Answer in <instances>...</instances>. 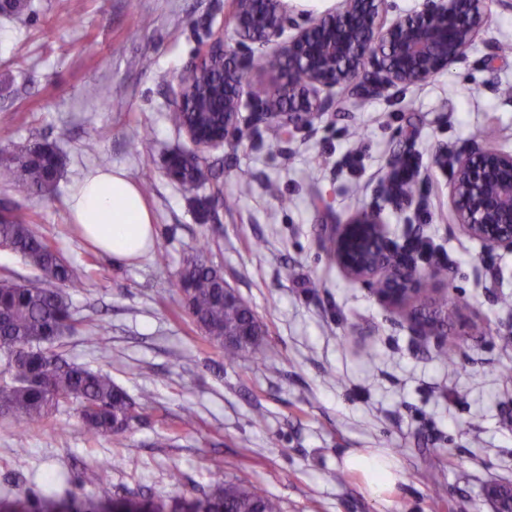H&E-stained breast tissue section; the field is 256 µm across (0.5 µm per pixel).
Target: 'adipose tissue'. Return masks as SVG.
Returning a JSON list of instances; mask_svg holds the SVG:
<instances>
[{"mask_svg": "<svg viewBox=\"0 0 512 512\" xmlns=\"http://www.w3.org/2000/svg\"><path fill=\"white\" fill-rule=\"evenodd\" d=\"M86 240L112 258L130 262L149 253L155 226L137 185L118 168L99 169L79 181L68 201ZM346 466L364 474L372 496L383 497L399 476L393 460L362 452L349 454Z\"/></svg>", "mask_w": 512, "mask_h": 512, "instance_id": "obj_1", "label": "adipose tissue"}]
</instances>
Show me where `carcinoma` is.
I'll return each mask as SVG.
<instances>
[{
	"instance_id": "cac0c4a2",
	"label": "carcinoma",
	"mask_w": 512,
	"mask_h": 512,
	"mask_svg": "<svg viewBox=\"0 0 512 512\" xmlns=\"http://www.w3.org/2000/svg\"><path fill=\"white\" fill-rule=\"evenodd\" d=\"M62 155L49 143L17 146L0 157V179L19 180L31 193L54 190L61 178ZM216 178L209 167L188 161L173 179L194 188ZM33 216L18 206L0 208V245L20 255L40 271L30 284L0 278V355L6 360L0 378V414L23 426L41 425L53 410L72 404L85 430L92 436L112 435L130 428L137 409L152 401L144 392L134 401L112 378L72 363L52 351L54 343L73 330L69 291L78 286L73 268L55 245L33 229ZM178 286L189 316L203 337L224 350L227 361L269 360L276 352L265 347L261 336L230 346L224 334H239L246 321L242 304L224 300V276L219 268L200 257L187 261L178 276ZM212 480L202 496L191 500L163 496H124L135 512H283L279 498L240 479L224 478V465L211 469ZM70 484L63 474H49L44 490L33 501L14 500L0 504V512H113L111 508H83L75 494L57 495L59 484Z\"/></svg>"
}]
</instances>
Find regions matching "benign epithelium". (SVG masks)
<instances>
[{
  "instance_id": "obj_1",
  "label": "benign epithelium",
  "mask_w": 512,
  "mask_h": 512,
  "mask_svg": "<svg viewBox=\"0 0 512 512\" xmlns=\"http://www.w3.org/2000/svg\"><path fill=\"white\" fill-rule=\"evenodd\" d=\"M491 23L489 0H422L419 9L393 17L385 0H343L340 8L304 24L288 13L284 0H238L236 45L220 32L204 46L181 80L177 108L197 116L186 129L197 149L223 145L239 123L243 72L256 53L271 63L276 77L257 80L268 96L247 98L248 121L290 133L310 128L340 97L358 99L430 81L460 63ZM298 66L308 80L296 92L291 72ZM440 156L452 157L456 167L449 187L454 220L485 250L512 253V154L477 144L463 152L443 148ZM329 243L348 278L390 282L388 290L375 293L407 311L416 335L440 343L450 319L457 335L471 333L473 318L448 307H409L422 273L394 251L379 214L366 212L336 225Z\"/></svg>"
}]
</instances>
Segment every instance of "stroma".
<instances>
[{"label":"stroma","instance_id":"1","mask_svg":"<svg viewBox=\"0 0 512 512\" xmlns=\"http://www.w3.org/2000/svg\"><path fill=\"white\" fill-rule=\"evenodd\" d=\"M234 0H28L0 16V151L33 142L65 159L57 187L31 195L0 181V204H18L81 278L71 290L77 329L54 345L66 359L107 373L150 406L126 433L93 437L59 407L45 425L0 415V496L41 493L46 475L67 471L85 503L126 492L192 499L223 461L238 477L281 499L284 512H491L484 492L512 484V253L486 252L455 223L451 167L440 146L486 144L512 153V53L488 60V44L512 43V7L491 0L485 44L428 83L330 112L312 135L285 139L243 125L203 153L217 177L189 191L166 175L175 152H192L166 115L171 89L208 33L233 34ZM66 13L75 23L59 27ZM152 26L141 27V17ZM96 96H87L88 86ZM415 161L416 203L396 209L384 183L401 156ZM152 178L144 198L157 230L154 254L120 263L80 235L73 184L98 168ZM252 173L250 182L240 170ZM380 212L390 238L445 252L443 284L478 327L452 359L438 356L368 284L346 277L325 240L333 225ZM261 251L251 247L256 238ZM203 253L251 306L275 350L262 363L225 361L184 309L185 262ZM110 347L101 357L93 340ZM195 415L182 423L184 412ZM354 451L398 465L385 500L346 469ZM180 471L172 485L169 474ZM439 482L443 505L429 497Z\"/></svg>","mask_w":512,"mask_h":512}]
</instances>
